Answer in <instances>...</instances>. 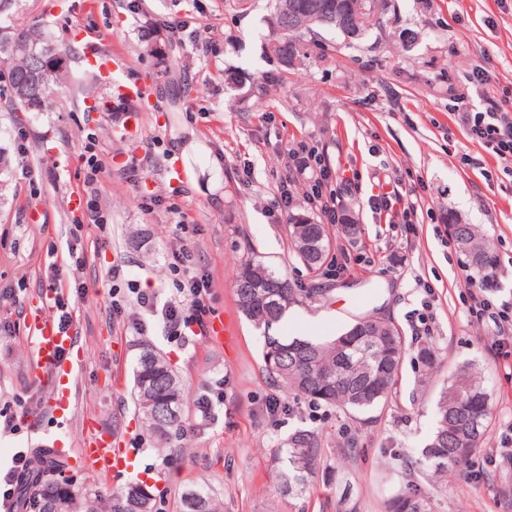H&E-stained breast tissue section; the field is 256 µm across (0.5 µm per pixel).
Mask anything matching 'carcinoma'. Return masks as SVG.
<instances>
[{
	"mask_svg": "<svg viewBox=\"0 0 512 512\" xmlns=\"http://www.w3.org/2000/svg\"><path fill=\"white\" fill-rule=\"evenodd\" d=\"M389 8L390 0H275L271 23L276 38L269 47L292 63L301 58L299 41L305 34L327 28L355 40L365 33L369 16ZM14 35L36 48L52 42L44 28L35 24L14 29ZM0 67L8 72L12 83H23L32 90L31 101L20 103L30 112L42 111L38 102L47 101L57 88L72 81L71 73L59 68L52 87H44L38 61L2 41ZM288 224L297 258L310 272H319L330 253L325 225L293 213ZM450 230L478 282L492 276L496 257L491 242L473 224H452ZM301 240L317 244L315 253L300 250ZM234 287L239 311L263 331L265 371L290 393L343 412L364 413L391 396L408 352H414L422 366L435 367L438 353L434 346L408 343L394 322L376 313L323 339L273 335L291 307L305 300L325 302L330 293L325 288H295L288 278L252 257L241 264ZM133 378V398L147 430L160 444L171 443L187 425L185 388L179 375L152 343L143 341ZM491 415L490 398L477 367L472 363L456 366L436 401L437 427L421 449V461L428 469L422 473L418 462H405L403 481L387 500V512H432V496L421 487L417 476L434 485L445 481L448 472L467 465L482 448ZM320 444L318 431L298 429L288 436L287 447L274 449L280 493L299 496L306 492L322 459ZM35 463L43 469L44 480L33 494L26 486L19 492L21 504L31 512H46L47 503L63 490L77 496L84 505L83 512H124L128 487L113 490L104 502L76 485L65 462L39 452ZM182 512H224V501L204 490H189L182 497Z\"/></svg>",
	"mask_w": 512,
	"mask_h": 512,
	"instance_id": "carcinoma-1",
	"label": "carcinoma"
}]
</instances>
